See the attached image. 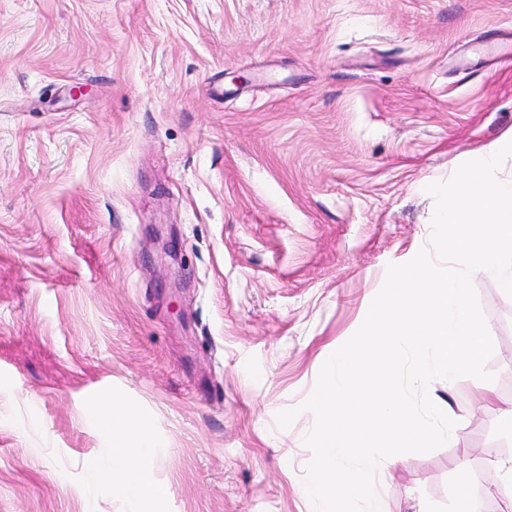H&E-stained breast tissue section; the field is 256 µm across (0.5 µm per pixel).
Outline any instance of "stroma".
<instances>
[{"label":"stroma","instance_id":"obj_1","mask_svg":"<svg viewBox=\"0 0 512 512\" xmlns=\"http://www.w3.org/2000/svg\"><path fill=\"white\" fill-rule=\"evenodd\" d=\"M511 136L512 0H0V512H137L86 483L105 396L153 512H314L322 365L429 247L427 185ZM472 283L495 379L430 384L465 435L384 512H457L461 466L512 512V297ZM80 411L92 415L108 431H111L112 419V448L104 462L92 470L91 482H106L112 486L113 493L139 504L163 499L167 487L152 477L151 434L138 420L136 412L114 397L104 398Z\"/></svg>","mask_w":512,"mask_h":512}]
</instances>
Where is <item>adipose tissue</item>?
<instances>
[{
  "label": "adipose tissue",
  "instance_id": "adipose-tissue-1",
  "mask_svg": "<svg viewBox=\"0 0 512 512\" xmlns=\"http://www.w3.org/2000/svg\"><path fill=\"white\" fill-rule=\"evenodd\" d=\"M89 413L102 428L112 431L110 454L92 470L91 482L108 483L113 493L139 504L163 499L167 488L152 477L151 434L135 411L120 399L110 397L95 403Z\"/></svg>",
  "mask_w": 512,
  "mask_h": 512
}]
</instances>
